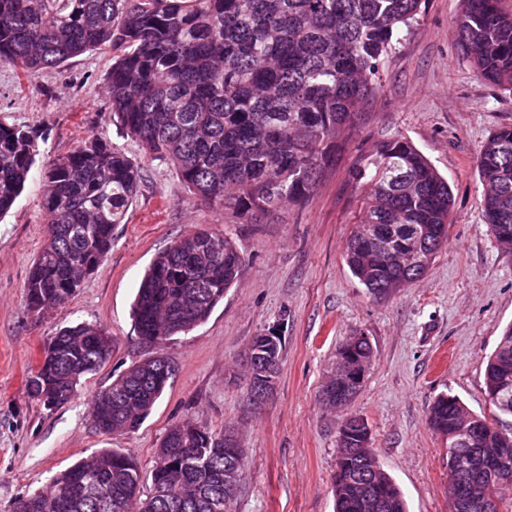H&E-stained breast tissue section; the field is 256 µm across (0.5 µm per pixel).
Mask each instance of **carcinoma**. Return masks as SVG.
Returning a JSON list of instances; mask_svg holds the SVG:
<instances>
[{
  "label": "carcinoma",
  "mask_w": 512,
  "mask_h": 512,
  "mask_svg": "<svg viewBox=\"0 0 512 512\" xmlns=\"http://www.w3.org/2000/svg\"><path fill=\"white\" fill-rule=\"evenodd\" d=\"M453 21L462 55L484 82L512 91V10L502 0H460ZM424 0H0V63L33 79L88 51H112L105 74L113 122L153 160L167 161L199 201L250 219L307 200L336 165L339 137L381 87L384 60L418 22ZM38 154L37 132L0 122V216L22 192ZM481 210L488 232L512 252V126L479 147ZM47 238L24 284L35 314L63 305L112 248L141 183V168L90 135L44 173ZM364 191L345 248L353 277L375 301L420 278L448 233L452 190L407 138L379 142L354 173ZM242 265L231 237L201 228L159 253L132 306L149 342L204 323ZM108 333L78 324L54 336L27 379L35 398L49 389L61 406L81 378L112 352ZM149 358L100 391L112 400V432H132L152 412L168 377ZM485 390L495 415L512 416V325L490 355ZM446 438L448 485L476 478L457 462L456 430L470 428L473 464L512 466V428L439 394L427 416ZM354 416L341 425L334 512H408L384 470H368L371 433ZM224 434L191 421L171 426L150 476L125 454L104 449L59 473L14 512H231L242 475ZM146 498L125 500L128 489Z\"/></svg>",
  "instance_id": "obj_1"
}]
</instances>
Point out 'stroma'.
I'll list each match as a JSON object with an SVG mask.
<instances>
[{
  "instance_id": "35a3bbf8",
  "label": "stroma",
  "mask_w": 512,
  "mask_h": 512,
  "mask_svg": "<svg viewBox=\"0 0 512 512\" xmlns=\"http://www.w3.org/2000/svg\"><path fill=\"white\" fill-rule=\"evenodd\" d=\"M459 10L460 0H426L411 35L386 59L379 92L343 133L335 168L306 202L256 221L195 202L169 163L119 133L104 85L111 54L91 51L29 81L0 63V121L40 135L26 187L0 219V512H13L19 497L106 448L150 471L163 436L184 420L237 431L245 466L233 512H334L338 436L349 413L367 421L374 452L410 512H449L447 446L429 430L428 410L449 390L470 412L492 416L486 361L512 324V253L487 231L476 164L487 137L512 124V93L482 82L463 58L452 24ZM92 134L141 167L139 192L102 266L62 307L28 314L23 286L46 238L43 170ZM397 135L448 179L454 204L447 240L426 274L377 303L345 262L360 206L352 173ZM203 226L235 240L244 257L237 282L205 323L147 343L131 317L144 272ZM79 323L109 332L112 354L82 378L75 399L47 410L29 396L28 373L51 336ZM274 327L282 359L272 394L256 405L249 348ZM356 332L374 348L363 386L348 410L326 408L321 390L339 346ZM158 354L175 372L151 414L129 433L96 430L95 395Z\"/></svg>"
}]
</instances>
